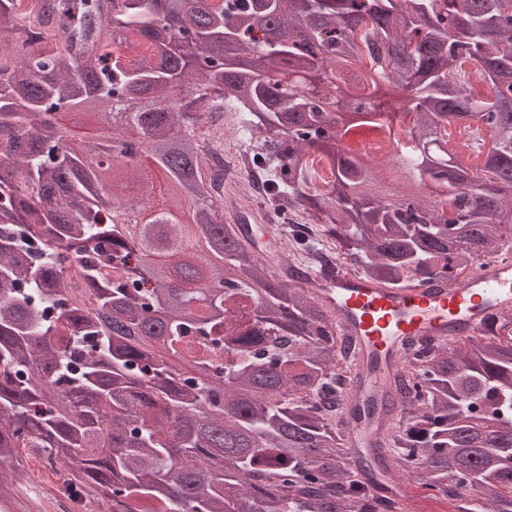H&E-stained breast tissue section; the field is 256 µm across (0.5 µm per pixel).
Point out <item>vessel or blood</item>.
<instances>
[{"instance_id": "obj_1", "label": "vessel or blood", "mask_w": 512, "mask_h": 512, "mask_svg": "<svg viewBox=\"0 0 512 512\" xmlns=\"http://www.w3.org/2000/svg\"><path fill=\"white\" fill-rule=\"evenodd\" d=\"M317 295L332 309L336 323L353 340L363 368L360 399L385 387L404 348L430 338L484 335L493 315L512 309V262H497L467 274L456 287L388 288L352 272L317 283ZM351 455L372 454L376 432L367 422L351 431Z\"/></svg>"}]
</instances>
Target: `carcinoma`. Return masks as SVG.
<instances>
[{
  "mask_svg": "<svg viewBox=\"0 0 512 512\" xmlns=\"http://www.w3.org/2000/svg\"><path fill=\"white\" fill-rule=\"evenodd\" d=\"M22 38L0 0V512L17 449L64 464L60 493L107 512H400L369 472L407 473L470 512H512V310L485 336L410 347L388 389L356 403L352 340L311 289L334 246L392 288L457 281L512 240V0H122ZM371 66L360 67L362 55ZM477 64L490 89L457 76ZM406 93L413 125L376 103ZM97 123L72 144L61 114ZM288 224L259 256L224 219V116ZM489 141H452L448 129ZM380 153L342 152L357 128ZM336 162L320 191L304 159ZM164 174L177 200L119 220V183ZM78 264L82 279L70 281ZM87 293L94 308L73 296ZM389 454L352 468L353 420Z\"/></svg>",
  "mask_w": 512,
  "mask_h": 512,
  "instance_id": "1",
  "label": "carcinoma"
}]
</instances>
